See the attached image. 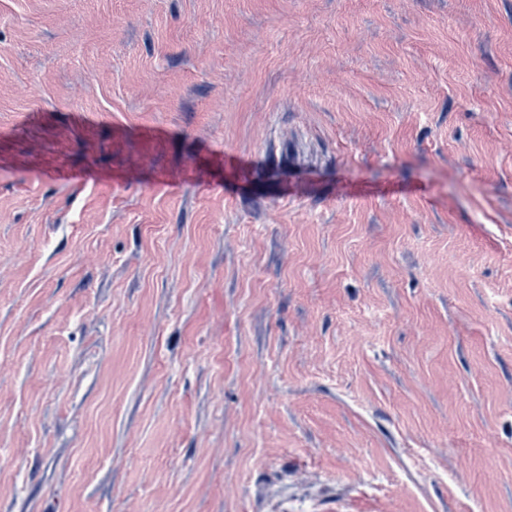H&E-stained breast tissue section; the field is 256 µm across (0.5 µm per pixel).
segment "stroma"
Listing matches in <instances>:
<instances>
[{
  "label": "stroma",
  "instance_id": "stroma-1",
  "mask_svg": "<svg viewBox=\"0 0 512 512\" xmlns=\"http://www.w3.org/2000/svg\"><path fill=\"white\" fill-rule=\"evenodd\" d=\"M0 457V512H512V0H0Z\"/></svg>",
  "mask_w": 512,
  "mask_h": 512
}]
</instances>
